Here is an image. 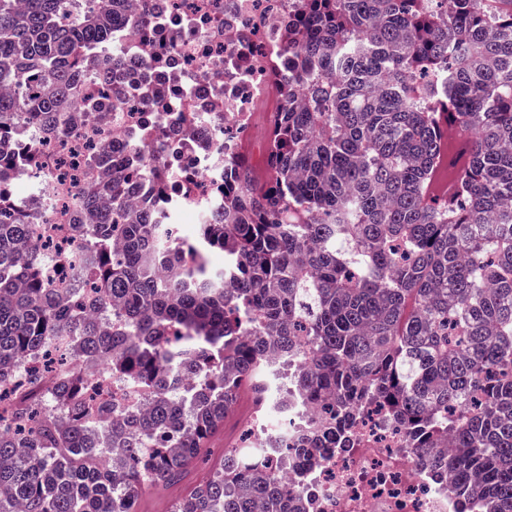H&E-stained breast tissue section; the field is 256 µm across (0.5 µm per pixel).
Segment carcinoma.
I'll use <instances>...</instances> for the list:
<instances>
[{"label":"carcinoma","instance_id":"obj_1","mask_svg":"<svg viewBox=\"0 0 512 512\" xmlns=\"http://www.w3.org/2000/svg\"><path fill=\"white\" fill-rule=\"evenodd\" d=\"M0 0V131L53 128L81 74L77 49L112 41L127 0ZM258 181L236 151L224 219L193 239L166 214L126 213L133 183L88 192L91 290L47 281L31 225L0 218V380L46 358L0 418V512H136L182 478L242 393L264 408L289 379L325 416L302 448H344L382 413L459 512H512V0H296ZM224 253L213 267L209 254ZM110 360L143 411L81 372ZM302 491L252 450L172 512H301Z\"/></svg>","mask_w":512,"mask_h":512}]
</instances>
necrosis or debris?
I'll list each match as a JSON object with an SVG mask.
<instances>
[{
    "label": "necrosis or debris",
    "instance_id": "necrosis-or-debris-1",
    "mask_svg": "<svg viewBox=\"0 0 512 512\" xmlns=\"http://www.w3.org/2000/svg\"><path fill=\"white\" fill-rule=\"evenodd\" d=\"M138 11L150 25L122 30L120 40L130 71L149 73L148 92L113 96L102 76L112 49L101 46L76 59L84 78L62 129L51 133L27 118L12 132L19 159L7 181L39 185L23 221L47 249L46 278L66 293L88 281L78 227L84 194L110 180L94 159L111 151L113 170L126 172L134 134L172 175L161 195L153 177L140 176L147 202L174 200L203 219L220 211L224 169L235 154L224 132L252 127L257 100L271 92L260 58L278 49L288 23V0H138ZM88 101L100 104V114L84 111ZM26 154L37 165L23 162ZM300 458L309 512H457L447 486L415 468L403 432L381 415L357 418L350 447Z\"/></svg>",
    "mask_w": 512,
    "mask_h": 512
}]
</instances>
